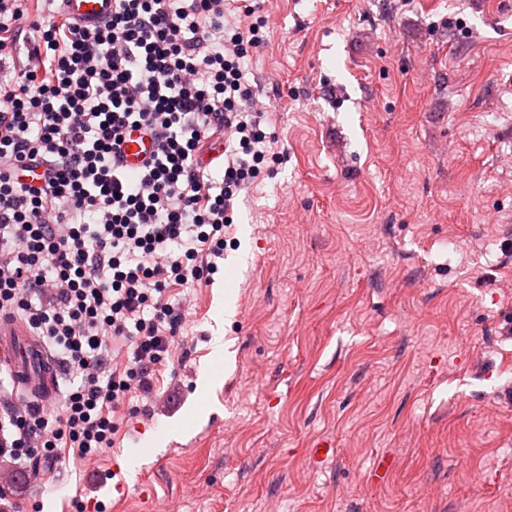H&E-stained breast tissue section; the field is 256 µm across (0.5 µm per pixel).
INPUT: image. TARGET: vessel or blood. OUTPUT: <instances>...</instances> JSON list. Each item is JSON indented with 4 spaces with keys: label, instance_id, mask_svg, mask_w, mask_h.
Instances as JSON below:
<instances>
[{
    "label": "vessel or blood",
    "instance_id": "b4317fda",
    "mask_svg": "<svg viewBox=\"0 0 512 512\" xmlns=\"http://www.w3.org/2000/svg\"><path fill=\"white\" fill-rule=\"evenodd\" d=\"M63 12L77 24L93 25L112 14V0H60ZM154 150L152 137L136 130L122 145V159L136 172ZM0 365L15 376L16 391L28 404L44 406L59 393L61 367L43 341L18 320L0 317Z\"/></svg>",
    "mask_w": 512,
    "mask_h": 512
}]
</instances>
